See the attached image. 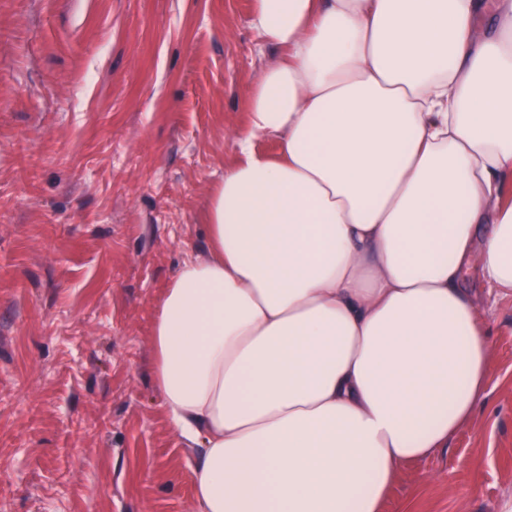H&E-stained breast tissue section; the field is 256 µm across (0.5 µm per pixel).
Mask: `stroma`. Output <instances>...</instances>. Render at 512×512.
I'll use <instances>...</instances> for the list:
<instances>
[{"instance_id":"stroma-1","label":"stroma","mask_w":512,"mask_h":512,"mask_svg":"<svg viewBox=\"0 0 512 512\" xmlns=\"http://www.w3.org/2000/svg\"><path fill=\"white\" fill-rule=\"evenodd\" d=\"M252 0H0V512H197L152 325L274 57ZM488 394L384 512L512 503V302Z\"/></svg>"}]
</instances>
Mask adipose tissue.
<instances>
[{
	"label": "adipose tissue",
	"mask_w": 512,
	"mask_h": 512,
	"mask_svg": "<svg viewBox=\"0 0 512 512\" xmlns=\"http://www.w3.org/2000/svg\"><path fill=\"white\" fill-rule=\"evenodd\" d=\"M250 25L276 55L154 381L198 512H383L487 394L465 274L512 300V0H252Z\"/></svg>",
	"instance_id": "adipose-tissue-1"
}]
</instances>
